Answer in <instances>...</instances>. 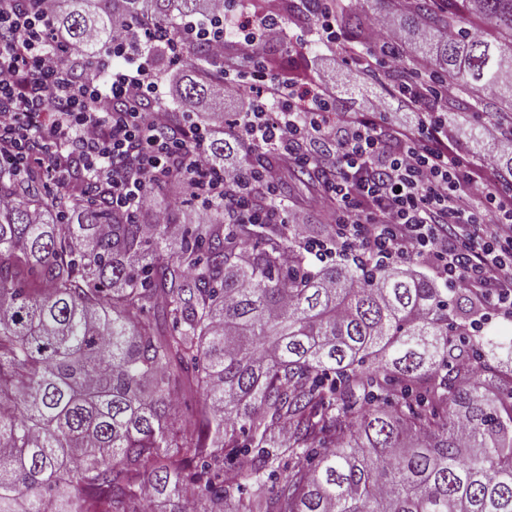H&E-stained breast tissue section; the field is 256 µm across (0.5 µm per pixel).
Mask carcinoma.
<instances>
[{
  "instance_id": "obj_1",
  "label": "carcinoma",
  "mask_w": 512,
  "mask_h": 512,
  "mask_svg": "<svg viewBox=\"0 0 512 512\" xmlns=\"http://www.w3.org/2000/svg\"><path fill=\"white\" fill-rule=\"evenodd\" d=\"M68 2L65 51H108L115 27L154 51L208 0ZM387 2L454 107L512 112V0ZM339 22L355 38L362 11ZM188 53L181 101L224 112V60L201 35ZM258 64L304 78L261 51L239 71ZM230 148L208 142L216 167ZM271 164L317 182L253 150ZM82 182L0 165V512H512V333L470 330L457 289L372 258L315 268L295 225L220 200L174 242Z\"/></svg>"
}]
</instances>
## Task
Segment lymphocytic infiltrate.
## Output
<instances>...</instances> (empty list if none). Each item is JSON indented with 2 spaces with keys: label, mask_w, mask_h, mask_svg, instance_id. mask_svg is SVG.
<instances>
[{
  "label": "lymphocytic infiltrate",
  "mask_w": 512,
  "mask_h": 512,
  "mask_svg": "<svg viewBox=\"0 0 512 512\" xmlns=\"http://www.w3.org/2000/svg\"><path fill=\"white\" fill-rule=\"evenodd\" d=\"M338 2L320 0L321 39L343 43L346 60L363 73L387 68L385 50L401 38L390 15H374L347 41ZM56 3L41 0L32 11L25 0H0V163L23 173L41 169L64 186L67 158L79 152L110 190L113 208L149 216L154 224L164 216L151 187L166 186L175 197L189 176L203 196L223 199L248 223H303L301 211L272 207L274 169L258 170L241 186L240 166L213 165L205 148L208 127L180 126L171 113L146 111L155 84L144 66L105 86L96 78L75 82L48 25ZM208 13L223 20L210 42L218 58L226 42L251 57L258 43L285 35L276 0H265L256 22L230 17L226 0H210ZM431 71L424 61L406 70L394 95L414 120L385 129L376 121L386 108L383 98L371 99L364 111L338 114L333 83L302 85L260 67L225 79L224 96L232 98L245 84L256 87L241 122L249 145L280 147L323 179L317 203L331 213L333 232L306 237L310 254L325 256L335 244L392 264L426 259L448 285L465 283L476 298L512 315V191L502 189L494 157L479 160L451 148L455 130L447 105L454 90L429 80ZM105 94L118 109L99 108Z\"/></svg>",
  "instance_id": "lymphocytic-infiltrate-1"
}]
</instances>
